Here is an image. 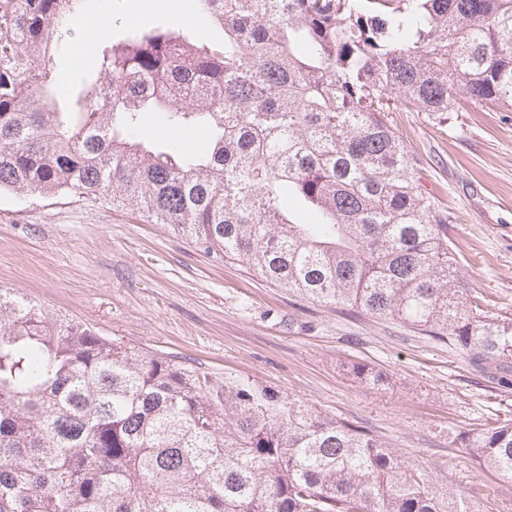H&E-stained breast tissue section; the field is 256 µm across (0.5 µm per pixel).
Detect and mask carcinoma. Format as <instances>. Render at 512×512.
<instances>
[{
    "mask_svg": "<svg viewBox=\"0 0 512 512\" xmlns=\"http://www.w3.org/2000/svg\"><path fill=\"white\" fill-rule=\"evenodd\" d=\"M92 2L0 0V191L140 213L309 301L424 327L512 387V318L472 295L385 116L512 112V0H197L221 44L128 30L61 108L55 58ZM143 112L206 140L154 148ZM453 443L475 484L512 483L511 421ZM0 512L479 508L360 425L0 288Z\"/></svg>",
    "mask_w": 512,
    "mask_h": 512,
    "instance_id": "obj_1",
    "label": "carcinoma"
}]
</instances>
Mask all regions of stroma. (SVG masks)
Returning <instances> with one entry per match:
<instances>
[{
  "label": "stroma",
  "mask_w": 512,
  "mask_h": 512,
  "mask_svg": "<svg viewBox=\"0 0 512 512\" xmlns=\"http://www.w3.org/2000/svg\"><path fill=\"white\" fill-rule=\"evenodd\" d=\"M176 27L210 36L195 0H107L75 27ZM420 183L447 211L463 273L512 318V112L479 103L436 119L388 113ZM124 342L219 376L250 379L379 436L435 482L468 489L475 470L457 431L512 420V389L446 343L396 321L305 301L165 225L89 199L0 194V287ZM383 372L370 386L347 372Z\"/></svg>",
  "instance_id": "35a3bbf8"
}]
</instances>
